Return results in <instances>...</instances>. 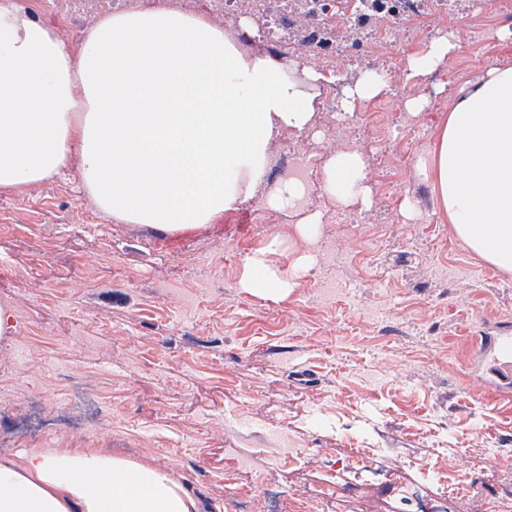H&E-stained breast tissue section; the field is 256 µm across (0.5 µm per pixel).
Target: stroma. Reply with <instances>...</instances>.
<instances>
[{
	"instance_id": "1",
	"label": "stroma",
	"mask_w": 512,
	"mask_h": 512,
	"mask_svg": "<svg viewBox=\"0 0 512 512\" xmlns=\"http://www.w3.org/2000/svg\"><path fill=\"white\" fill-rule=\"evenodd\" d=\"M18 2L74 44L112 7L90 0L75 23L65 0ZM417 3L406 18L368 21L356 41L334 40L316 61L296 40L278 47L268 37L286 7L273 0L262 29L246 37L251 51L281 49L343 93L370 70L384 72L387 87L345 118L316 96L309 127L283 132L264 180L213 223L170 234L109 219L75 162L25 193L0 194V303L14 313L12 333L0 338V454L103 448L174 470L203 512H236L226 480L241 459L260 476L247 486L255 512H272L267 491L326 486L329 453L351 443L385 449L412 480L441 468L486 474L497 491H512V399L479 372L486 337L512 334V275L455 239L415 174L457 91L512 64V36L500 37L512 33V0H496L491 14L484 0ZM454 31L457 51L409 77V56ZM412 97L427 99L424 112L405 109ZM299 139L321 164L351 145L365 158L372 202L348 206L353 223H328L339 205L320 187L309 204L264 221L288 176L274 161ZM379 152L391 168L376 167ZM312 214L321 219L316 237L337 243L340 262H323L298 236ZM274 237L283 249L273 260L295 282L278 300L240 286L246 257ZM303 254L307 264L294 268ZM444 265L462 277L436 281ZM289 440L300 463L276 462ZM489 440L498 454L486 452Z\"/></svg>"
}]
</instances>
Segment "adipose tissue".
<instances>
[{
	"mask_svg": "<svg viewBox=\"0 0 512 512\" xmlns=\"http://www.w3.org/2000/svg\"><path fill=\"white\" fill-rule=\"evenodd\" d=\"M279 56L251 54L200 13L159 5L106 12L79 49L15 0H0V192L24 193L78 160L112 219L170 233L236 210L266 174L270 144L311 122L315 83ZM415 171L453 236L512 273V64L467 83ZM345 206L369 205L363 157L324 170ZM249 255L241 285L277 299L292 287L270 253ZM0 512H199L173 470L96 449L31 448L0 456Z\"/></svg>",
	"mask_w": 512,
	"mask_h": 512,
	"instance_id": "obj_1",
	"label": "adipose tissue"
}]
</instances>
